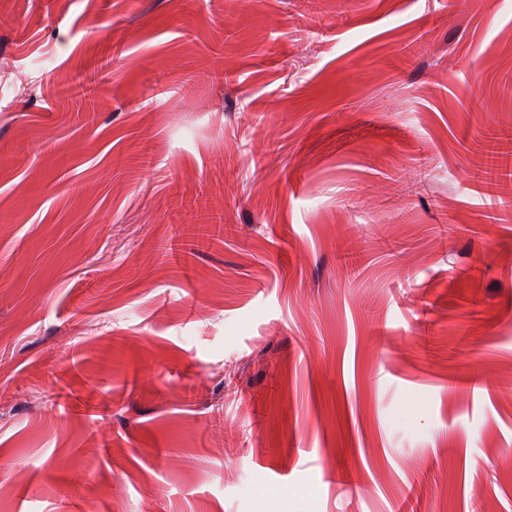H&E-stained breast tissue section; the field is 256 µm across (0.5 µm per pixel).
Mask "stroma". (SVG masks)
<instances>
[{"label":"stroma","mask_w":512,"mask_h":512,"mask_svg":"<svg viewBox=\"0 0 512 512\" xmlns=\"http://www.w3.org/2000/svg\"><path fill=\"white\" fill-rule=\"evenodd\" d=\"M510 131L512 0H0V512H512Z\"/></svg>","instance_id":"stroma-1"}]
</instances>
